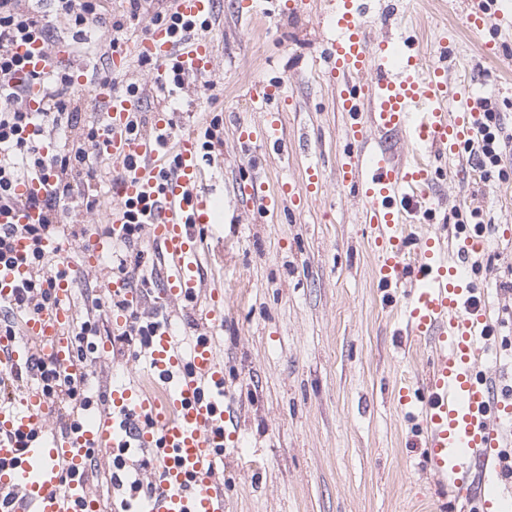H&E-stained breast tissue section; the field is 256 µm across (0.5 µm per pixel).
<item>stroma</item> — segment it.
I'll use <instances>...</instances> for the list:
<instances>
[{"mask_svg":"<svg viewBox=\"0 0 512 512\" xmlns=\"http://www.w3.org/2000/svg\"><path fill=\"white\" fill-rule=\"evenodd\" d=\"M258 13L240 14L237 0H216L208 35L215 71L183 97H148L142 113L163 111L198 128L220 120L207 185L217 203L215 226L200 230L208 253L204 276L224 295V318L211 339L224 361L225 387L238 413L240 440L260 468L246 474L233 451L224 455L225 512H416L422 495L446 512L395 397L399 377H419L421 353L412 350L395 310L372 278L376 253L360 222L362 203L336 183V159L345 148L346 117L314 67L328 30L319 0L298 13L277 0H256ZM395 16L378 19L374 36L399 33L398 16L413 10L427 55L442 59L450 75L467 70L472 100L489 99L498 112L502 174H486L465 153L463 174L438 180L434 195L445 204L440 224L485 225L476 275L488 286L496 323L497 368L512 385V22L472 32L469 13L512 9V0H391ZM497 59H485L482 42ZM254 80L277 81L293 100L281 115L288 139L306 153L270 155L263 168L241 167L238 123L263 120L250 95ZM323 171L320 191L302 207L277 218L258 216L240 189L250 178L275 188L303 185L308 165ZM149 360L139 343L100 351L94 386L142 384Z\"/></svg>","mask_w":512,"mask_h":512,"instance_id":"stroma-1","label":"stroma"}]
</instances>
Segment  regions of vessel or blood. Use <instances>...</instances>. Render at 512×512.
<instances>
[{
    "label": "vessel or blood",
    "mask_w": 512,
    "mask_h": 512,
    "mask_svg": "<svg viewBox=\"0 0 512 512\" xmlns=\"http://www.w3.org/2000/svg\"><path fill=\"white\" fill-rule=\"evenodd\" d=\"M177 16L198 26L210 21L216 0H172ZM320 13L334 37L324 51V73L337 104L347 117V148L339 158L336 180L363 201L361 219L369 224L377 248L375 280L401 310L405 335L428 339L426 372L421 385L400 379L399 407L425 448L431 474L463 512H512L500 494L499 425L512 421V392L497 394L486 370L493 362L491 320L485 284L469 274V256L485 245L481 234L446 241L437 231V203L430 191L439 177V158L451 157L469 145L479 128V113L466 103L467 88L448 77L440 63L422 55L411 32L396 40H375L368 32L366 0H321ZM28 70L51 71L64 53L43 41L17 46ZM156 65L151 87L168 89L171 79L188 81L210 75L214 56L209 37L178 46L167 26L152 24L145 37L113 55V72L126 71L133 58ZM91 100L102 115L103 134L97 147L120 175L112 184L113 204L106 221L108 238H92L78 258L97 273L102 296L124 297L113 309L114 328H122L128 311L140 298L128 281L101 273L100 262L123 236L126 202L138 207L141 224L161 265L165 305L193 301L202 283L199 227L212 224V197L203 186V146L197 134L173 135L166 113L154 116V132H136L143 107L140 94L117 91L109 82L93 85ZM251 96L267 107L264 125L239 128L244 166L259 168V147H283L275 82L255 83ZM406 138L414 157L402 161L389 148L365 147L369 132ZM55 178L42 170L21 178L18 196H45ZM243 192L253 208L276 214L286 202L302 203L292 185L267 191L264 184H246ZM39 209L0 210V224H38ZM28 265H0V309L28 281ZM56 299L33 313L22 337L0 333V366L30 367L42 361L78 381L85 366L72 357L67 327L73 319L72 281L54 280ZM170 318L153 320L151 371L166 385L159 398L123 383L112 387V407L90 421L56 423L57 406L41 389L32 388L0 407V495L12 493V512H97L85 475V454L94 450L106 462L125 461L128 453L147 452L157 476L151 495L130 496L119 512H224V489L216 470L225 447H238L236 420L227 408L224 367L208 336L195 341L189 358L175 345Z\"/></svg>",
    "instance_id": "b4317fda"
}]
</instances>
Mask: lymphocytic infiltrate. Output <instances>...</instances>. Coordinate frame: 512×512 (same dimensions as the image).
I'll return each instance as SVG.
<instances>
[{"mask_svg": "<svg viewBox=\"0 0 512 512\" xmlns=\"http://www.w3.org/2000/svg\"><path fill=\"white\" fill-rule=\"evenodd\" d=\"M53 2L56 13L69 20L75 36H83L93 27H104L109 33L108 40L103 43L104 50L117 52L125 23L107 17L103 0ZM34 37L48 43L53 35L45 14L33 0H0V208L24 202L15 193V184L22 176L47 169L55 177L48 198L27 201L30 206L45 212L43 223L0 227V261L12 260L14 236L27 237L33 245L25 258L31 268L30 278L8 306L10 319L0 325V330L11 336L18 334L21 322L30 314L52 303L53 292L42 242L54 239L72 250L79 247L83 237L74 225L93 223L98 216L100 204L93 185L101 180L104 171L95 152L101 127L97 122L83 121L82 100L72 70L63 65L56 66L48 79L35 71L25 72V61L16 53L15 47ZM21 71L26 74V83H38L43 87L41 117H33L24 105L26 84L15 81ZM478 107L484 114L483 128L476 139L481 164L494 168L502 160L499 115L488 101H479ZM63 126L72 129V137L66 138L54 153L43 154V141ZM103 315L99 299H92L78 310L71 328L73 356L90 368L95 367L99 359L98 323ZM39 385L55 400L60 416L74 415L93 403L87 383L72 382L54 369L42 368Z\"/></svg>", "mask_w": 512, "mask_h": 512, "instance_id": "1", "label": "lymphocytic infiltrate"}]
</instances>
